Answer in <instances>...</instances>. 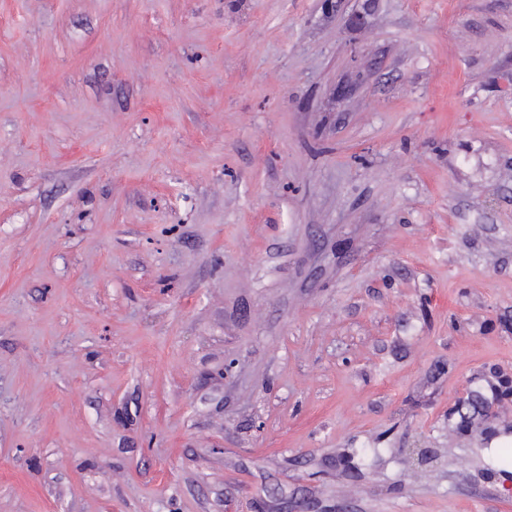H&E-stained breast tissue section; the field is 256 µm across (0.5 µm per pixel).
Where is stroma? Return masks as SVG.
<instances>
[{"label": "stroma", "mask_w": 512, "mask_h": 512, "mask_svg": "<svg viewBox=\"0 0 512 512\" xmlns=\"http://www.w3.org/2000/svg\"><path fill=\"white\" fill-rule=\"evenodd\" d=\"M512 0H0V512H512ZM460 407L461 412L463 408L469 410V413H463L461 423L465 427H469L472 421L480 417L481 419H489L492 416V406L491 403L484 398V396L474 390L466 391L462 397L460 398Z\"/></svg>", "instance_id": "obj_1"}]
</instances>
